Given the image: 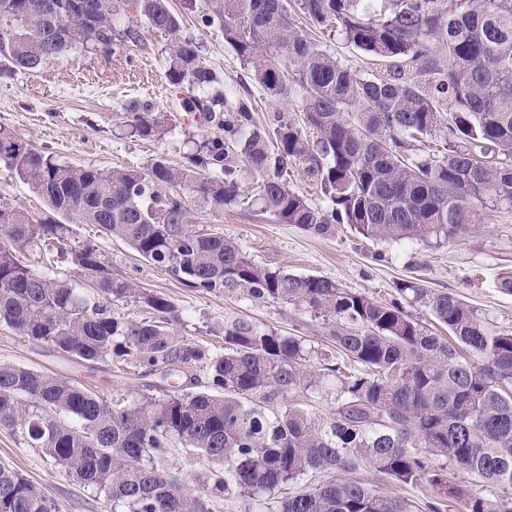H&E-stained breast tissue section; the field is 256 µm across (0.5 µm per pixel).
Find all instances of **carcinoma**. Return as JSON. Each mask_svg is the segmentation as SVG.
<instances>
[{
	"label": "carcinoma",
	"instance_id": "obj_1",
	"mask_svg": "<svg viewBox=\"0 0 512 512\" xmlns=\"http://www.w3.org/2000/svg\"><path fill=\"white\" fill-rule=\"evenodd\" d=\"M298 8L383 69L361 77L330 55L296 26L288 0H186L203 27L224 30V44L270 96L300 90L302 117L279 110L260 120L250 93L221 92L195 43L180 41L167 82L214 132L179 169L161 158L144 168L70 166L0 125V163L60 216L36 223L0 199V323L83 365L111 357L151 375L192 371L186 388L122 406L0 361V426L103 494L112 512H207L205 495L273 491L310 472L329 477L285 498L279 512H412L411 501L352 478L364 464L403 484L427 483L439 499L429 512L452 504L512 512V331L412 280L395 283L400 299L381 302L328 277L263 267L237 241L189 225L186 197L212 210L240 201L234 164L242 162L257 176L263 211L281 223L318 236L347 224L376 242L445 241L479 208L512 206V0H298ZM127 15L157 33L180 31L171 0H0V70L33 72L72 49L134 45L141 34L120 25ZM124 109L131 135L168 132L170 118L150 105ZM426 139L435 147L413 155ZM301 175L324 205L294 188ZM73 224L98 226L189 288L242 291L322 319L336 362L301 336L241 321L224 323L220 355L184 343L165 295L115 276L97 244H72ZM30 252L73 266L77 281L33 269ZM120 301L144 304L153 319L116 316ZM322 371L338 383L324 417L298 401ZM177 446L209 466L199 487L168 477ZM456 472L486 489L473 491ZM0 512L57 509L0 466Z\"/></svg>",
	"mask_w": 512,
	"mask_h": 512
}]
</instances>
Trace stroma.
<instances>
[{
	"mask_svg": "<svg viewBox=\"0 0 512 512\" xmlns=\"http://www.w3.org/2000/svg\"><path fill=\"white\" fill-rule=\"evenodd\" d=\"M183 38L196 43L201 60L216 72L223 86L238 91L247 86L259 116L275 108L300 110L302 95L292 91L284 99L270 98L249 81L247 72L216 27L202 28L191 11H184ZM172 48L168 37L142 29L138 44L115 48L111 54L77 48L49 60L35 72L0 75V125L59 161L76 166L113 170L143 167L161 157L178 166L192 142L206 135L183 112L166 78ZM132 99L150 104L171 116L165 136L145 141L124 129V105ZM0 198L43 219L47 209L37 193L0 165ZM192 224L236 240L259 265L297 275H322L343 287L380 301L396 298L399 279H415L425 287L457 295L496 328L512 330V290L502 288L512 279V210L480 208L476 223L440 243L373 242L335 225L317 236L293 224H281L258 206L239 203L215 211L199 201L190 204ZM73 242H95L112 270L140 288L170 298L178 319L175 327L188 343L209 352L224 349L219 332L225 323L241 320L288 336L304 337L323 346L326 330L310 313L282 304L251 301L242 292L211 294L189 288L142 260L120 240L102 234L92 224L72 227ZM0 361L69 377L98 392L110 402L129 403L150 392L154 377L110 361L93 368L63 359L51 342H32L0 324ZM0 465L33 483L59 512H112L104 498L77 483L64 468L52 464L41 449L28 446L20 433L0 427ZM359 480L368 488L412 501L414 512H426L431 496L426 485L400 484L375 468L365 466Z\"/></svg>",
	"mask_w": 512,
	"mask_h": 512,
	"instance_id": "obj_1",
	"label": "stroma"
}]
</instances>
